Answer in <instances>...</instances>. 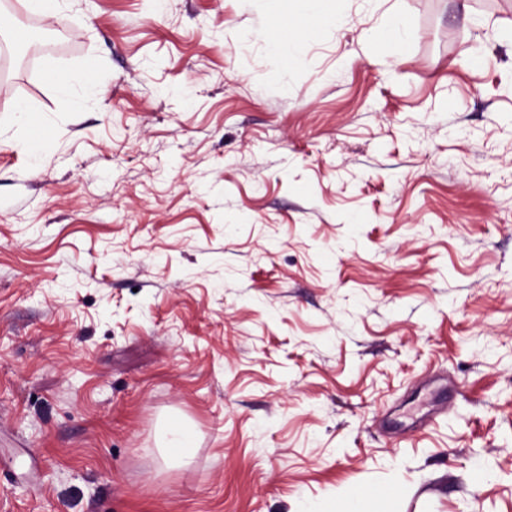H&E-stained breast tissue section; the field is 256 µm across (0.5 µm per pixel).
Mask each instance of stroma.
Instances as JSON below:
<instances>
[{"mask_svg": "<svg viewBox=\"0 0 512 512\" xmlns=\"http://www.w3.org/2000/svg\"><path fill=\"white\" fill-rule=\"evenodd\" d=\"M339 9L0 0V512H512V0ZM310 31L292 35L290 28H280L272 31L271 40L281 52L287 55H298L308 48L309 40L306 36Z\"/></svg>", "mask_w": 512, "mask_h": 512, "instance_id": "obj_1", "label": "stroma"}]
</instances>
